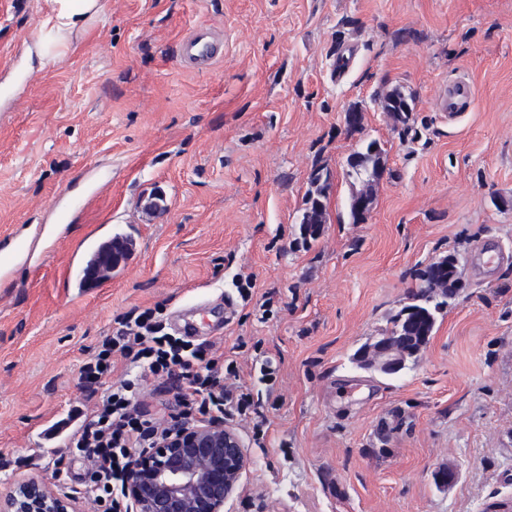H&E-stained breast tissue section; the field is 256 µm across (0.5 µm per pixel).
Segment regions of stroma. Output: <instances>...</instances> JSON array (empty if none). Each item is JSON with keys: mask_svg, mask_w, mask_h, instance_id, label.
I'll list each match as a JSON object with an SVG mask.
<instances>
[{"mask_svg": "<svg viewBox=\"0 0 512 512\" xmlns=\"http://www.w3.org/2000/svg\"><path fill=\"white\" fill-rule=\"evenodd\" d=\"M102 3L45 64L29 38L45 0H0V239L42 228L0 278V489L83 477L79 368L117 316L159 306L192 313L199 340L221 329L265 420H225L252 466L224 512H512V206L495 205L512 199V0ZM198 27L224 33L203 73L180 61ZM460 76L474 100L452 118ZM395 86L414 98L408 133L375 100ZM363 139L387 169L353 224L345 163ZM318 165L329 222L306 245ZM116 233L134 253L78 295L75 251ZM485 245L506 261L478 269ZM450 253L463 286L412 368L357 369L414 271Z\"/></svg>", "mask_w": 512, "mask_h": 512, "instance_id": "35a3bbf8", "label": "stroma"}]
</instances>
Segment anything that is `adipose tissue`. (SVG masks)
I'll return each instance as SVG.
<instances>
[{"mask_svg":"<svg viewBox=\"0 0 512 512\" xmlns=\"http://www.w3.org/2000/svg\"><path fill=\"white\" fill-rule=\"evenodd\" d=\"M47 9L31 38L45 57L66 47V37L102 9L101 0H46Z\"/></svg>","mask_w":512,"mask_h":512,"instance_id":"1","label":"adipose tissue"}]
</instances>
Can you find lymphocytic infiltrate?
<instances>
[{"label":"lymphocytic infiltrate","mask_w":512,"mask_h":512,"mask_svg":"<svg viewBox=\"0 0 512 512\" xmlns=\"http://www.w3.org/2000/svg\"><path fill=\"white\" fill-rule=\"evenodd\" d=\"M117 323L80 367L85 388L100 394L70 437L87 477L59 485L64 495L88 500L92 512H130L123 485L132 457L171 428L166 410L145 411L146 379L172 392L177 417L185 423L247 417L254 405L250 390L233 382L235 363L215 354L213 344L168 334L160 309L133 310Z\"/></svg>","instance_id":"f902f5d3"}]
</instances>
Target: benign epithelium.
<instances>
[{
    "label": "benign epithelium",
    "mask_w": 512,
    "mask_h": 512,
    "mask_svg": "<svg viewBox=\"0 0 512 512\" xmlns=\"http://www.w3.org/2000/svg\"><path fill=\"white\" fill-rule=\"evenodd\" d=\"M405 343L394 338L366 347L362 360L389 373L401 369ZM251 466L238 433L222 422L183 424L145 449L128 472L125 493L132 512H224V503L243 487ZM0 512H82L79 501L49 484L23 479L0 491Z\"/></svg>",
    "instance_id": "1"
}]
</instances>
